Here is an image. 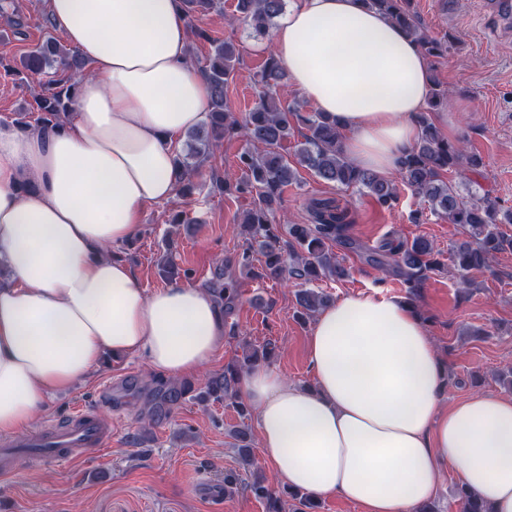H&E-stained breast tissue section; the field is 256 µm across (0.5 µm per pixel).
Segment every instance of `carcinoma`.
Wrapping results in <instances>:
<instances>
[{"label":"carcinoma","instance_id":"obj_1","mask_svg":"<svg viewBox=\"0 0 512 512\" xmlns=\"http://www.w3.org/2000/svg\"><path fill=\"white\" fill-rule=\"evenodd\" d=\"M404 29L418 44L427 59L440 58L448 46L428 34L412 9L413 0H365ZM187 16L221 11L223 0H183ZM284 0H237V11L254 32L262 35L284 10ZM192 36L209 42L210 50L201 68L211 88L207 119L200 128L188 135L186 153L176 157L177 190L187 197L192 194V168L207 160L219 149L226 136H237L249 148L237 157L242 176L216 181L218 189L237 197L249 196L252 208L246 212L244 227L248 229L251 244L257 245L264 257L266 276L280 278L288 275L305 283L319 279L339 280L346 269L339 264L336 254L327 243L345 238L351 224L345 212H337L326 202H318L312 210L311 224L276 223L279 197L284 187L295 177L294 168L281 152L282 144L294 133L300 121L307 127L304 141L297 145L299 163L310 168L325 183L338 187L358 188L371 196L380 206L389 208L398 199L397 185L385 175L361 169L345 155L342 134L336 123L322 113L307 116L285 106L276 96V89L286 77V71L273 54H268L255 81L258 101L243 119H238L227 106V89L233 81L240 52L230 41L212 38L204 29L195 27ZM21 67L31 74L49 77L46 91L36 99L37 124L57 125L68 116L76 94L75 77L85 71V60L73 48L60 46L49 37L28 51L20 59ZM429 109L415 116L420 129L416 145L398 161L402 182L426 199L431 212L450 224L461 226L469 239L455 243L449 250V260L465 284L467 275L485 265L495 254L511 250L512 238L499 231V225L512 224V209H502L485 195L467 200L461 185L444 180V173L466 166L477 170L483 166L481 158L467 155L461 147L448 140L435 125L432 113L448 99L436 78H431ZM288 239H283V235ZM439 252L425 238L393 246L383 243L367 254V262L384 272L399 277L410 300L419 297L429 274L439 272L444 263ZM328 301L327 296L307 290L299 295L301 314L317 313ZM272 347L254 348L243 359V366H228L224 375L209 381L207 393L215 401L237 397L241 374L257 364L267 362ZM231 434L241 442V461L245 469L255 466L251 455L247 429L237 428ZM252 496L268 504V512H281L278 497L266 479H255L248 484ZM293 512H315L316 503L310 496L290 492ZM456 497L462 512H492L490 505L478 498L469 488H457Z\"/></svg>","mask_w":512,"mask_h":512}]
</instances>
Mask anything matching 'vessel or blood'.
<instances>
[{
    "instance_id": "b4317fda",
    "label": "vessel or blood",
    "mask_w": 512,
    "mask_h": 512,
    "mask_svg": "<svg viewBox=\"0 0 512 512\" xmlns=\"http://www.w3.org/2000/svg\"><path fill=\"white\" fill-rule=\"evenodd\" d=\"M112 437V422L97 409L78 408L62 422L49 424L20 443H0V475H9L23 457L40 462L73 463L100 453Z\"/></svg>"
}]
</instances>
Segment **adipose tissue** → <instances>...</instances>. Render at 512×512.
Masks as SVG:
<instances>
[{
	"instance_id": "obj_1",
	"label": "adipose tissue",
	"mask_w": 512,
	"mask_h": 512,
	"mask_svg": "<svg viewBox=\"0 0 512 512\" xmlns=\"http://www.w3.org/2000/svg\"><path fill=\"white\" fill-rule=\"evenodd\" d=\"M273 53L292 86L336 119L356 166L394 171L419 136L428 61L363 0H290ZM87 61L61 124L0 122V434L25 431L103 356L144 357L164 378L193 375L224 343L210 293L149 292L111 250L143 208L175 195L178 137L202 124L210 87L189 56L182 0H46ZM314 384L259 364L240 379L260 447L282 486L362 512H416L439 477L512 512V396L442 407L443 362L411 306L349 294L308 338Z\"/></svg>"
}]
</instances>
